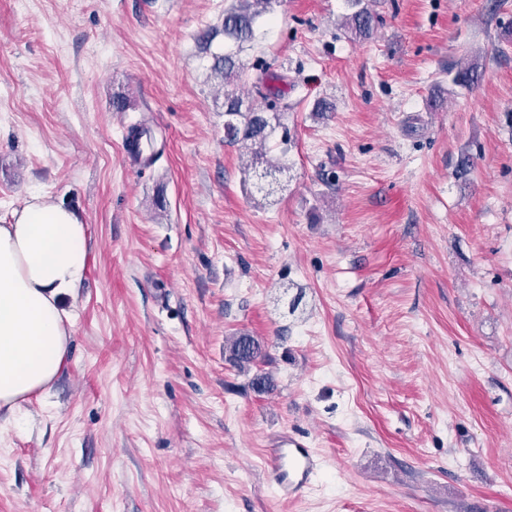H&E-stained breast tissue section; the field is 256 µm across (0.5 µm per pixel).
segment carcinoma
<instances>
[{"instance_id": "cac0c4a2", "label": "carcinoma", "mask_w": 512, "mask_h": 512, "mask_svg": "<svg viewBox=\"0 0 512 512\" xmlns=\"http://www.w3.org/2000/svg\"><path fill=\"white\" fill-rule=\"evenodd\" d=\"M280 0H233L224 10L218 32L224 34V53L214 56L212 73L220 78L224 92V143L247 154L244 171L255 179L257 190H263L260 180L282 168L281 157L288 152L291 140L282 141L281 155H272L270 138L280 127L277 112L280 91L272 82L281 76L271 72L262 61L253 64L242 53L253 47L259 20L271 14ZM351 13L344 26L354 35L367 38L372 34L374 16L369 0H348ZM479 79L478 66L472 62L461 67L453 82L470 88ZM225 351L229 361L240 368H249L265 358L260 342L247 334L227 338Z\"/></svg>"}]
</instances>
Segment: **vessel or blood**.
<instances>
[{"label":"vessel or blood","instance_id":"obj_1","mask_svg":"<svg viewBox=\"0 0 512 512\" xmlns=\"http://www.w3.org/2000/svg\"><path fill=\"white\" fill-rule=\"evenodd\" d=\"M149 141V133L144 132L127 144L122 151L124 163L133 167L150 165L153 154L148 150ZM266 465L275 491L283 499L311 486L320 469V461L314 451L306 448L294 435L285 432L278 435L272 448L268 449Z\"/></svg>","mask_w":512,"mask_h":512}]
</instances>
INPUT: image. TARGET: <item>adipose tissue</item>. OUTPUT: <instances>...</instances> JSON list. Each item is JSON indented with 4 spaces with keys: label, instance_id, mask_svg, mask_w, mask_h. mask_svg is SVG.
Wrapping results in <instances>:
<instances>
[{
    "label": "adipose tissue",
    "instance_id": "ef3b65f1",
    "mask_svg": "<svg viewBox=\"0 0 512 512\" xmlns=\"http://www.w3.org/2000/svg\"><path fill=\"white\" fill-rule=\"evenodd\" d=\"M90 256L86 224L50 199L0 224V412L14 415L65 368L74 320L59 297L81 285Z\"/></svg>",
    "mask_w": 512,
    "mask_h": 512
}]
</instances>
